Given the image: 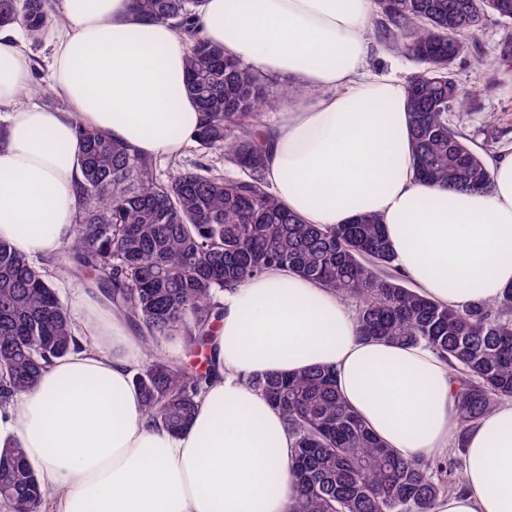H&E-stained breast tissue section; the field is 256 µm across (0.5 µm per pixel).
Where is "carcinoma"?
<instances>
[{"label": "carcinoma", "instance_id": "1", "mask_svg": "<svg viewBox=\"0 0 512 512\" xmlns=\"http://www.w3.org/2000/svg\"><path fill=\"white\" fill-rule=\"evenodd\" d=\"M203 3L132 0V11L172 23L190 41L186 89L201 115L193 143L223 153L239 176L201 164L160 181L154 158L83 128L74 237L50 264L86 281L135 328L146 362L132 381L144 414L173 433L193 421L216 361L208 358L207 369L196 372L155 353V344L181 336L191 353L212 345L221 296L281 267L353 303L358 338L431 348L451 369L463 439L512 397V286L493 301L436 303L397 266L378 216L322 226L288 211L266 181L264 117L296 91L202 37ZM457 3L474 18L492 12L512 20V0H372L381 37L420 66L406 85L419 182L488 192L483 155L449 119L473 97L453 72L473 54L468 36L476 31L448 12ZM50 22L49 0H0V29L19 26L36 41ZM496 59L512 66V34L498 44ZM78 345L51 275L0 241V405L35 388L42 372ZM246 382L282 414L296 440L288 512H434L440 495L463 487L457 457L407 459L384 445L341 395L332 366ZM48 495L18 440L4 443L0 503L9 512H39Z\"/></svg>", "mask_w": 512, "mask_h": 512}]
</instances>
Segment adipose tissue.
<instances>
[{"label":"adipose tissue","instance_id":"1","mask_svg":"<svg viewBox=\"0 0 512 512\" xmlns=\"http://www.w3.org/2000/svg\"><path fill=\"white\" fill-rule=\"evenodd\" d=\"M51 87L65 109L19 102L31 66L0 31V240L48 258L73 235L78 131L93 128L146 156L181 155L200 114L186 92L185 37L137 19L131 0H60ZM371 0H205L204 38L274 76L311 104L287 106L270 133L266 177L307 224L379 215L398 265L434 300L498 299L512 285V157L487 193L419 184L406 87L365 72ZM77 349L0 412L50 499L42 512H287L295 440L246 376L334 366L339 389L387 445L408 458L447 452L456 426L448 371L423 346L358 339L336 295L274 268L225 295L217 373L181 433L148 423L124 317L89 296ZM463 490L435 512H512V399L464 439Z\"/></svg>","mask_w":512,"mask_h":512}]
</instances>
